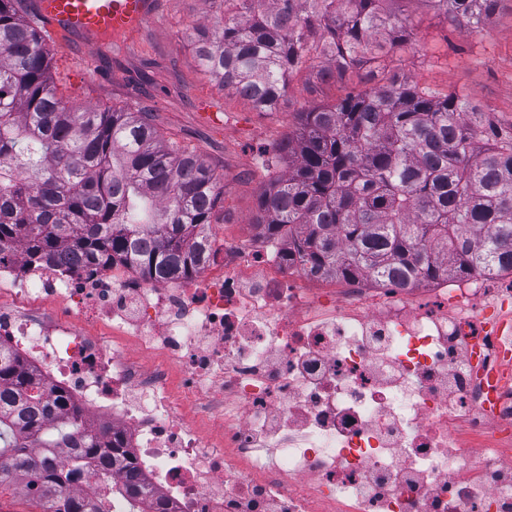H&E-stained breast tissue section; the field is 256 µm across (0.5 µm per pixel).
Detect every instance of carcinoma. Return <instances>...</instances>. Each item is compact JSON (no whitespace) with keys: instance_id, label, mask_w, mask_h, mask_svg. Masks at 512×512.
<instances>
[{"instance_id":"carcinoma-1","label":"carcinoma","mask_w":512,"mask_h":512,"mask_svg":"<svg viewBox=\"0 0 512 512\" xmlns=\"http://www.w3.org/2000/svg\"><path fill=\"white\" fill-rule=\"evenodd\" d=\"M198 35L203 71L259 112L273 110L319 38L338 69L382 83L298 115L278 151L288 169L258 196L270 237L299 229L293 255L326 277L407 288L512 272V132L466 95L420 88L386 64L409 41L387 0H232ZM478 24L499 0H426ZM48 36L21 0H0V251L20 239L41 263L130 264L188 279L208 261L224 185L200 158L161 139L142 109L66 106ZM18 356L0 349V489L23 481L38 512H112L63 496L98 466L101 436L64 410ZM45 449L39 457L32 445ZM73 449L67 462L52 456Z\"/></svg>"}]
</instances>
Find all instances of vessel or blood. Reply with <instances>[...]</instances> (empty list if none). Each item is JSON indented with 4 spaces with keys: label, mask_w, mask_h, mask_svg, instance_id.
<instances>
[{
    "label": "vessel or blood",
    "mask_w": 512,
    "mask_h": 512,
    "mask_svg": "<svg viewBox=\"0 0 512 512\" xmlns=\"http://www.w3.org/2000/svg\"><path fill=\"white\" fill-rule=\"evenodd\" d=\"M158 0H33L34 16L52 35L79 36L87 44L138 29L154 13Z\"/></svg>",
    "instance_id": "1"
}]
</instances>
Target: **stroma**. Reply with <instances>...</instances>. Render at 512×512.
Masks as SVG:
<instances>
[{
	"label": "stroma",
	"instance_id": "obj_1",
	"mask_svg": "<svg viewBox=\"0 0 512 512\" xmlns=\"http://www.w3.org/2000/svg\"><path fill=\"white\" fill-rule=\"evenodd\" d=\"M410 17L413 47L395 51L400 80L445 92L464 90L500 131L512 129V0H501L479 28L459 27L424 0H391ZM225 10L224 0H160L157 13L134 35L107 38L99 50L79 40L50 39L57 94L76 106L141 107L161 136L191 151L224 183L211 233L225 225L246 231L257 198L271 177L266 161L300 112L361 90L362 74L322 81L325 55L315 52L292 75L273 111L259 112L201 71L198 32Z\"/></svg>",
	"mask_w": 512,
	"mask_h": 512
}]
</instances>
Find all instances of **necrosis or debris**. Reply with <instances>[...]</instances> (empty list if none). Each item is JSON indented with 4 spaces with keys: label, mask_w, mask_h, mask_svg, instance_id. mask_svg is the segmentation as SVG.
Returning a JSON list of instances; mask_svg holds the SVG:
<instances>
[{
    "label": "necrosis or debris",
    "mask_w": 512,
    "mask_h": 512,
    "mask_svg": "<svg viewBox=\"0 0 512 512\" xmlns=\"http://www.w3.org/2000/svg\"><path fill=\"white\" fill-rule=\"evenodd\" d=\"M291 232L212 241L194 278L0 252V347L119 438L112 512H512V289L378 288L289 261ZM144 486L139 510L124 496Z\"/></svg>",
    "instance_id": "1"
}]
</instances>
